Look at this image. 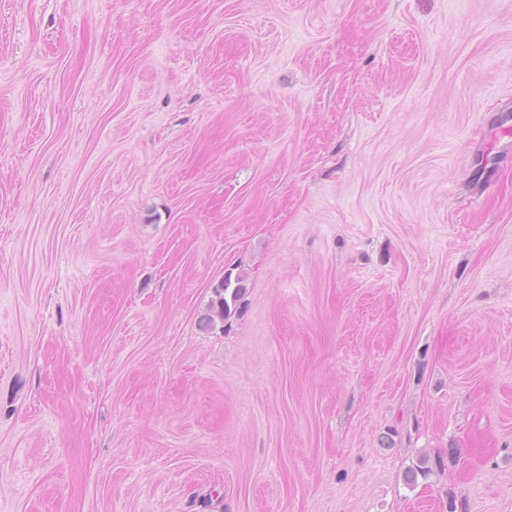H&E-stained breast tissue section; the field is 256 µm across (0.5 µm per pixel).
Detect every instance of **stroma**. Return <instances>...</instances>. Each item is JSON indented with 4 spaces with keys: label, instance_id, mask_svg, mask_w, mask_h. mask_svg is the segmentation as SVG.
I'll return each instance as SVG.
<instances>
[{
    "label": "stroma",
    "instance_id": "obj_1",
    "mask_svg": "<svg viewBox=\"0 0 512 512\" xmlns=\"http://www.w3.org/2000/svg\"><path fill=\"white\" fill-rule=\"evenodd\" d=\"M509 106L512 0H0V512H512ZM489 126L491 127L493 136L497 141L506 140L504 143V149L496 153L498 154L496 159H500L504 153L508 154V140H512V114H510V112H500L496 114L495 121ZM247 278L246 272L242 270H239L234 277L232 272H228L212 287L213 297L207 306L206 313L199 320L203 331L216 329L218 325L224 330V322L231 317L232 312L236 313L237 305L246 293ZM443 465V459L437 456V461H432L431 457L427 455H420L416 458V462H412L404 471L403 481L409 488H413L418 484L419 479L427 480L438 467Z\"/></svg>",
    "mask_w": 512,
    "mask_h": 512
}]
</instances>
